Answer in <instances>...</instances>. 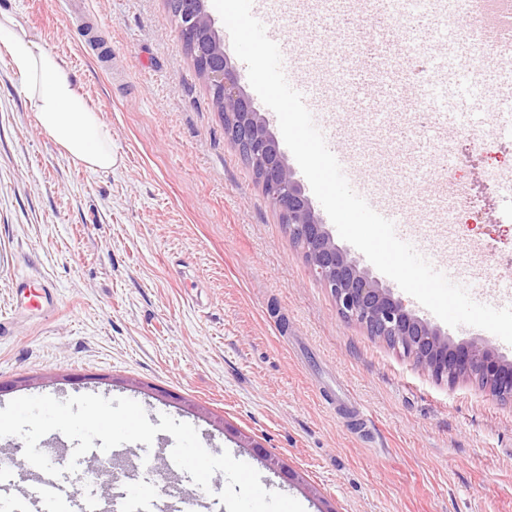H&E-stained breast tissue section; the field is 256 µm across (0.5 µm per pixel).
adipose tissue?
Here are the masks:
<instances>
[{
  "instance_id": "adipose-tissue-1",
  "label": "adipose tissue",
  "mask_w": 512,
  "mask_h": 512,
  "mask_svg": "<svg viewBox=\"0 0 512 512\" xmlns=\"http://www.w3.org/2000/svg\"><path fill=\"white\" fill-rule=\"evenodd\" d=\"M0 47L29 98L39 130L94 172L111 170L112 128L75 88L55 54L39 47L8 14L0 13Z\"/></svg>"
}]
</instances>
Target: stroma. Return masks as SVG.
Wrapping results in <instances>:
<instances>
[{"mask_svg":"<svg viewBox=\"0 0 512 512\" xmlns=\"http://www.w3.org/2000/svg\"><path fill=\"white\" fill-rule=\"evenodd\" d=\"M0 0L34 41L67 66L112 127L116 163L91 172L38 129L9 55L0 50V401L19 394L125 397L196 428L232 456L252 445L297 480L253 464L269 490L305 512H512V401L476 383L437 381L343 318L224 121L178 37L166 0ZM492 151L457 131L455 182L474 218L433 237L420 211L413 246L450 269L480 303L493 280L512 285V193L491 171L512 166V128L486 122ZM342 146L372 150L361 180L398 200L428 199L444 181L385 177L412 145L374 127L342 128ZM490 262L472 266L467 243ZM40 272L50 313L13 310L11 282ZM383 286L456 342L512 345L480 328L441 323L389 277Z\"/></svg>","mask_w":512,"mask_h":512,"instance_id":"stroma-1","label":"stroma"}]
</instances>
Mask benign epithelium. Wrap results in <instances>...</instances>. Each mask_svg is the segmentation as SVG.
Masks as SVG:
<instances>
[{"mask_svg": "<svg viewBox=\"0 0 512 512\" xmlns=\"http://www.w3.org/2000/svg\"><path fill=\"white\" fill-rule=\"evenodd\" d=\"M167 4L197 69L219 98L224 134L245 148V156L260 170L264 193L288 236L300 240L313 277L331 293L341 314L363 326L369 335L393 341L416 366L440 380L450 384L482 380L493 395L511 397V361L496 355L484 340H448L335 243L284 161L278 139L240 88L206 0H167Z\"/></svg>", "mask_w": 512, "mask_h": 512, "instance_id": "1", "label": "benign epithelium"}]
</instances>
